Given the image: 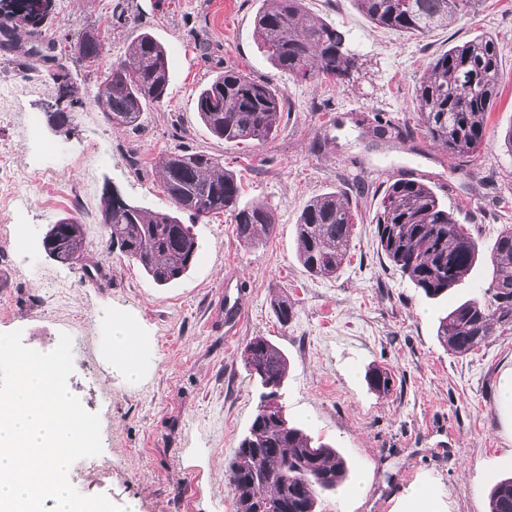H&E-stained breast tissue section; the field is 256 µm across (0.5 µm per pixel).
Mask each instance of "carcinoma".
I'll return each mask as SVG.
<instances>
[{
  "label": "carcinoma",
  "mask_w": 512,
  "mask_h": 512,
  "mask_svg": "<svg viewBox=\"0 0 512 512\" xmlns=\"http://www.w3.org/2000/svg\"><path fill=\"white\" fill-rule=\"evenodd\" d=\"M254 18L263 52L272 66L299 80L343 83L357 68L346 48L343 29L307 12L303 0H264ZM371 22L414 36L446 28L478 10L480 0H355ZM55 14V0H0V47L16 45L19 35L40 36ZM111 29H91L71 37L76 66L95 75L90 101L64 63L48 65L56 41H37L25 52L29 66L40 68L56 93L72 92L71 111L49 113L58 128L71 125L74 108L92 103L114 127L139 124L142 113L164 102L169 61L165 47L144 32L132 40L124 56L103 58ZM499 55L490 36L454 45L433 57L415 88L419 127L433 144L455 158L471 157L482 146L488 116L500 94ZM196 109L214 138L226 143L265 142L277 130L283 95L267 82L252 80L229 69L199 90ZM156 167L161 186L174 205L171 212H154L109 193L102 211L105 241L139 266L157 285L181 280L198 259V244L181 215L205 220L226 213L235 224L239 243L249 246L273 224L262 204L240 205L241 185L224 160L201 151L176 149L161 155ZM355 214L341 195L324 193L310 200L296 224L298 260L311 275L332 277L349 253ZM371 223L378 248L390 264L409 277L430 299L457 287L481 258L467 225L439 201L427 185L400 179L384 191ZM58 233L44 247L47 256L75 264L84 247L83 224L68 214L56 222ZM489 263L487 287L459 303L439 321L437 336L457 355L466 356L493 336L512 335V225L498 235ZM286 325L294 305L273 302ZM249 375L261 388L260 403L248 434L238 443L228 468L237 512H316L318 498L339 486L348 465L336 449L314 442L280 414L266 413L288 372V359L264 337L243 349ZM370 387L390 391L393 378L385 369L367 374ZM489 512H512V477L489 491Z\"/></svg>",
  "instance_id": "obj_1"
}]
</instances>
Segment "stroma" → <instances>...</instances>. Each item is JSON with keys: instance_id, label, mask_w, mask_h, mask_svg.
<instances>
[{"instance_id": "35a3bbf8", "label": "stroma", "mask_w": 512, "mask_h": 512, "mask_svg": "<svg viewBox=\"0 0 512 512\" xmlns=\"http://www.w3.org/2000/svg\"><path fill=\"white\" fill-rule=\"evenodd\" d=\"M117 0H56L47 37L111 27L107 58L124 54L143 31L169 56L162 105L132 129L109 125L101 112L76 110L70 130L46 115L56 91L21 56L0 52V85L22 101L0 121V153L18 172L8 194L26 199L16 211L0 199V333L21 331L44 352L61 334L73 341L68 387L98 413L103 451L68 472L82 495H107L135 512H237L226 470L247 432L261 389L242 360L256 336L288 359L280 403L288 420L329 443L348 461L342 486L322 496L319 512H399L412 486L434 488L444 512H489L488 493L512 477V410L498 400L512 374V336L460 357L438 338L440 317L486 287L491 267L476 264L448 297L426 298L377 249L371 218L397 179L428 185L440 202L473 223L483 251L512 225V0H484L479 12L425 37L372 23L354 0H304L306 10L342 28L359 68L338 86L296 81L264 55L254 26L263 0H124L126 19L112 21ZM489 35L498 43L501 95L485 141L465 161L448 157L421 135L374 133L375 114L396 126L418 121L415 86L427 62L450 46ZM232 68L284 93L289 113L263 144L216 138L196 112L199 89ZM181 147L223 157L241 180V201L261 203L275 224L249 246L230 218L197 221L199 257L176 284L159 286L108 250L102 193L167 211L155 167L158 153ZM64 150L72 167L50 184L27 179L44 152ZM139 167H131L130 156ZM343 193L357 216L350 260L336 276L307 273L297 259L295 226L312 198ZM85 225L79 264L49 258L43 238L70 212ZM243 283L244 321L226 330L218 295L228 273ZM295 314L278 321L272 303ZM128 323L140 344L138 376L110 351L112 327ZM388 368L389 393L370 390L365 374ZM368 476L364 495L353 489Z\"/></svg>"}]
</instances>
